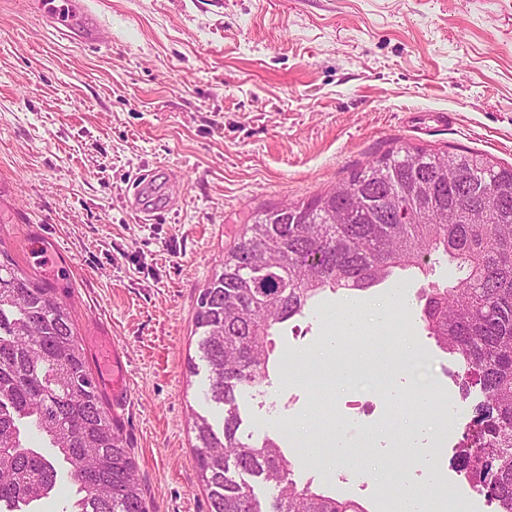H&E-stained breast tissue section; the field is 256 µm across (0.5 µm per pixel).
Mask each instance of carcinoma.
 Listing matches in <instances>:
<instances>
[{
	"label": "carcinoma",
	"mask_w": 512,
	"mask_h": 512,
	"mask_svg": "<svg viewBox=\"0 0 512 512\" xmlns=\"http://www.w3.org/2000/svg\"><path fill=\"white\" fill-rule=\"evenodd\" d=\"M436 253L462 276L422 289L421 321L461 359L462 389L483 395L461 449L466 473L512 512V166L410 145L252 217L204 288L194 316L204 399L223 405L221 430L203 416L194 425L211 512H366L298 485L275 439L243 441L237 394L268 379L276 326L321 293L367 290ZM62 464L76 485L63 512H147L69 312L0 249V506L50 498Z\"/></svg>",
	"instance_id": "carcinoma-1"
}]
</instances>
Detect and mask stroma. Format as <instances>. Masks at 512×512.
<instances>
[{
  "mask_svg": "<svg viewBox=\"0 0 512 512\" xmlns=\"http://www.w3.org/2000/svg\"><path fill=\"white\" fill-rule=\"evenodd\" d=\"M100 45L61 35L21 0H0V249L55 288L86 355L108 336L131 396L110 403L150 512H209L192 415L214 421L194 315L257 211L304 201L392 147L475 150L512 165V0H89ZM139 169L161 176L142 223L127 202ZM459 275L398 272L358 293L361 312L404 291L411 306ZM347 299L329 293L276 330L268 382L238 395L241 438L281 439L298 485L383 512L390 488L433 481L497 512L461 468L481 401L422 322L418 365L397 399L369 374L335 388V412L303 379ZM360 401L349 412L344 404ZM344 446L369 474L300 451Z\"/></svg>",
  "mask_w": 512,
  "mask_h": 512,
  "instance_id": "35a3bbf8",
  "label": "stroma"
}]
</instances>
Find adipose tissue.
<instances>
[{
    "instance_id": "1",
    "label": "adipose tissue",
    "mask_w": 512,
    "mask_h": 512,
    "mask_svg": "<svg viewBox=\"0 0 512 512\" xmlns=\"http://www.w3.org/2000/svg\"><path fill=\"white\" fill-rule=\"evenodd\" d=\"M339 332L331 334L325 351L306 357L305 362L312 371L329 369L336 385L343 386L357 379L358 371L363 365H371L377 372L386 368L387 352L374 346L357 352L352 360L340 358L339 352L345 338L356 337L363 333V322L355 305H347L336 317Z\"/></svg>"
}]
</instances>
